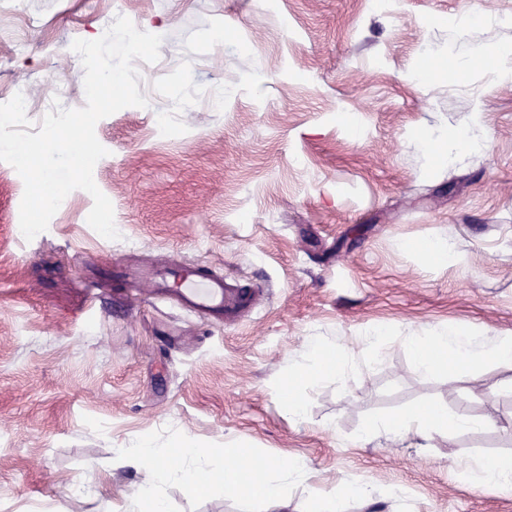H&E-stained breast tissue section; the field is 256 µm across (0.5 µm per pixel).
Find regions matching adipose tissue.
<instances>
[{"mask_svg": "<svg viewBox=\"0 0 512 512\" xmlns=\"http://www.w3.org/2000/svg\"><path fill=\"white\" fill-rule=\"evenodd\" d=\"M407 346L418 370L427 375H444L462 367L474 369L489 363H512V336L497 337L477 344L468 334L452 328H442L408 337ZM357 367V359L345 345L339 344L333 348L315 346L294 367L291 377L296 381L343 378L355 372ZM480 425V420L466 412L450 414L433 405L418 412L368 421L363 434L367 437L383 434L394 439L413 434L426 440L435 432L453 436ZM248 454V449L243 446L227 445V462L223 471L216 472L202 464L207 455L206 450L188 439L184 440L179 454L176 455L161 448L133 450L131 458L141 471L140 483L132 494L137 512H164V504L157 490L161 485L172 481L181 483L194 492L206 485L221 484L239 490L247 499L263 500L284 510L288 506L285 495L287 484H304L311 477L305 464L270 462L265 466L267 475L260 485H246L237 461Z\"/></svg>", "mask_w": 512, "mask_h": 512, "instance_id": "adipose-tissue-1", "label": "adipose tissue"}]
</instances>
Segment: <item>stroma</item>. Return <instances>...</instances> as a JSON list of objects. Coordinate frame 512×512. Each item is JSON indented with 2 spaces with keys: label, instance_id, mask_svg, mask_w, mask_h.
Returning <instances> with one entry per match:
<instances>
[{
  "label": "stroma",
  "instance_id": "stroma-1",
  "mask_svg": "<svg viewBox=\"0 0 512 512\" xmlns=\"http://www.w3.org/2000/svg\"><path fill=\"white\" fill-rule=\"evenodd\" d=\"M467 2L477 20L462 28ZM117 14L162 38L139 71L147 107L95 128L109 154L93 178L119 239L89 226L93 198L77 189L25 240L24 183L0 162V512H125L139 474L118 453L185 438L215 471L230 442L304 461L313 477L289 486L294 512L363 481L375 503L347 512H512L471 471L512 457V366L425 375L406 347L442 326L512 334V86L490 84L481 56L512 46V0H0V103L25 88L36 126L53 106L84 107L67 47ZM428 64L442 77L419 79ZM423 127L482 147L444 161L417 142ZM435 237L467 269L417 251ZM190 262L247 302L202 317L129 276ZM376 328L374 361L289 389L305 346L357 353ZM293 392L304 420L288 416ZM431 405L492 424L358 443L369 419ZM160 496L169 512L267 510L220 485Z\"/></svg>",
  "mask_w": 512,
  "mask_h": 512
}]
</instances>
